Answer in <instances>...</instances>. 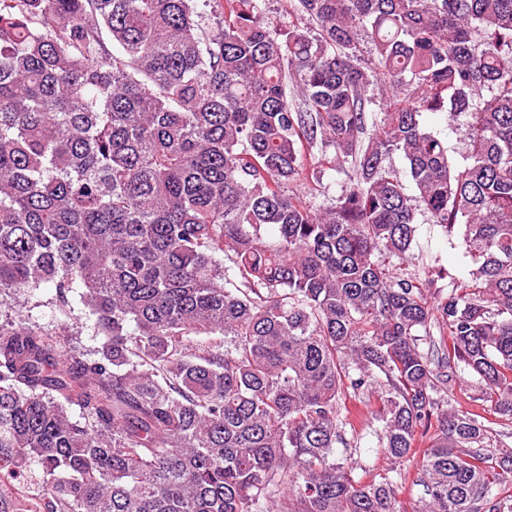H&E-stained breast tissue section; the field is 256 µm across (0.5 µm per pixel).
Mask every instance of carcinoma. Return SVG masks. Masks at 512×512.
<instances>
[{
    "instance_id": "obj_1",
    "label": "carcinoma",
    "mask_w": 512,
    "mask_h": 512,
    "mask_svg": "<svg viewBox=\"0 0 512 512\" xmlns=\"http://www.w3.org/2000/svg\"><path fill=\"white\" fill-rule=\"evenodd\" d=\"M288 13L0 0V294L78 289L101 337L0 322V512H401L429 431L418 512H512V450L445 407L463 366L512 420V0ZM419 214L475 265L446 295L389 270ZM349 394L378 480L335 456ZM423 125L429 131L434 132L439 137L448 140V146L451 148L449 156L453 161H462L461 151L462 143L459 141L461 137V130L459 124L466 120L465 117H460L458 120H452L447 112L426 113L421 118ZM456 151V152H453ZM323 182L328 187L325 193L313 194L312 196L308 195L312 203L315 205H322L327 203V199L340 195L345 183V176L343 174H338L333 170H328L324 174ZM430 433L426 437H419L417 442V456L414 461L406 462L401 465L402 473L405 474L402 486H399L397 499L401 502L402 506L406 509V512H413L415 507L418 505V500L422 493V487L417 486L413 483L415 480V462L419 457L420 451L426 448Z\"/></svg>"
}]
</instances>
